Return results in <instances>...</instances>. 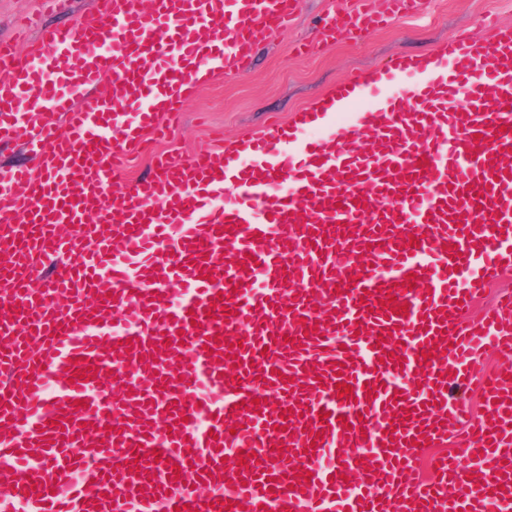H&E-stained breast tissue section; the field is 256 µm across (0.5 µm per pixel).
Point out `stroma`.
<instances>
[{"instance_id":"1","label":"stroma","mask_w":512,"mask_h":512,"mask_svg":"<svg viewBox=\"0 0 512 512\" xmlns=\"http://www.w3.org/2000/svg\"><path fill=\"white\" fill-rule=\"evenodd\" d=\"M350 2L300 0L288 27L260 41L246 75L216 76L194 89L159 150L189 158L210 145L214 133L232 142L263 131L271 121H287L344 78L373 71L390 56L429 54L459 32L488 38L492 20L512 26V0H420L414 13L393 16L366 36L320 42L317 19ZM91 7L92 0H69L64 10L48 12L41 0H0V40L17 41L28 52L36 45L38 25H73Z\"/></svg>"}]
</instances>
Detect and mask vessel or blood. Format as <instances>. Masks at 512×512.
I'll return each mask as SVG.
<instances>
[{"label":"vessel or blood","mask_w":512,"mask_h":512,"mask_svg":"<svg viewBox=\"0 0 512 512\" xmlns=\"http://www.w3.org/2000/svg\"><path fill=\"white\" fill-rule=\"evenodd\" d=\"M297 5L93 0L0 41V145L32 156L0 172V512H512V369L476 368L512 355V293L468 318L512 278V27L103 202ZM149 172V160L146 151H121L117 162V170L112 187L106 193V200L112 202L114 194L129 190L132 185L147 175Z\"/></svg>","instance_id":"b4317fda"}]
</instances>
